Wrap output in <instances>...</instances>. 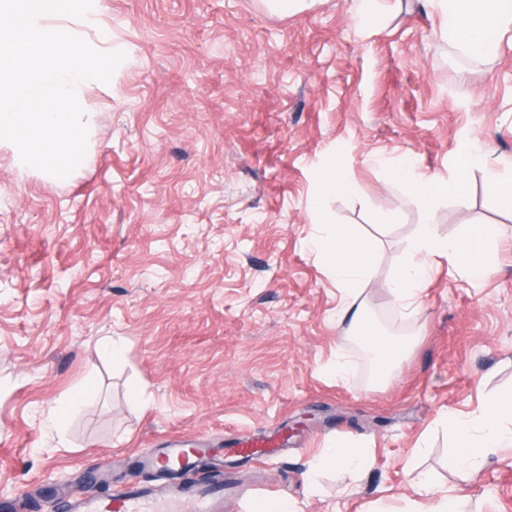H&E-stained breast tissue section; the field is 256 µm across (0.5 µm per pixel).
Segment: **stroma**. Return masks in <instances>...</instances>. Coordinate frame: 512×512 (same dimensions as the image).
Segmentation results:
<instances>
[{
    "label": "stroma",
    "mask_w": 512,
    "mask_h": 512,
    "mask_svg": "<svg viewBox=\"0 0 512 512\" xmlns=\"http://www.w3.org/2000/svg\"><path fill=\"white\" fill-rule=\"evenodd\" d=\"M356 8L93 0L85 18L44 19L125 59L81 91L92 122L69 176L0 146V512H61L130 485L164 501L189 479L232 486L221 512L261 498L429 512L444 496L512 512V447L451 471L444 426L512 391V208L487 179L512 173V29L470 55L442 37L435 0H385L374 25ZM400 167L463 175L462 194L425 214ZM334 172L355 191L316 218ZM322 220L375 246L365 317L411 342L384 384L364 378L360 341L336 322L341 294L311 249ZM426 221L449 239L493 227L495 257L476 284L435 268L408 318L389 283ZM108 337L123 359L102 352ZM256 438L274 451L232 456ZM175 442L226 455L184 474L141 468ZM339 442L371 466L308 474Z\"/></svg>",
    "instance_id": "stroma-1"
}]
</instances>
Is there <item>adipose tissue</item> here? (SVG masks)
I'll use <instances>...</instances> for the list:
<instances>
[{
  "mask_svg": "<svg viewBox=\"0 0 512 512\" xmlns=\"http://www.w3.org/2000/svg\"><path fill=\"white\" fill-rule=\"evenodd\" d=\"M442 34L464 52L482 54L491 31L512 27V0H438ZM312 247L342 295L341 317L351 318L355 334L374 361L390 366L408 343L400 337L377 335L354 306L370 281L375 265L373 246L342 224L323 225ZM436 257L447 258L458 272L482 278L492 262V238L486 226L473 225L449 240L434 225H418L409 244L408 259L389 288L401 312L412 316L423 306V292ZM447 463L452 470L477 471L495 449L512 446V393L487 401L478 416H452Z\"/></svg>",
  "mask_w": 512,
  "mask_h": 512,
  "instance_id": "obj_1",
  "label": "adipose tissue"
}]
</instances>
